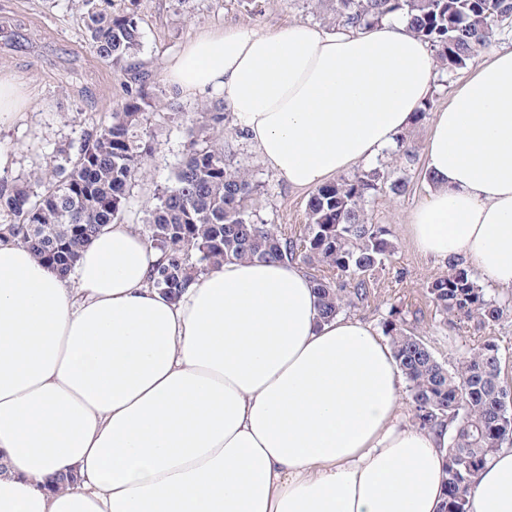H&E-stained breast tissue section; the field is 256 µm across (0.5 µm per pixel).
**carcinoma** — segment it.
Returning <instances> with one entry per match:
<instances>
[{"instance_id":"obj_1","label":"carcinoma","mask_w":512,"mask_h":512,"mask_svg":"<svg viewBox=\"0 0 512 512\" xmlns=\"http://www.w3.org/2000/svg\"><path fill=\"white\" fill-rule=\"evenodd\" d=\"M112 0H81L84 29L93 52L128 76L120 105L89 118L77 143L57 150L61 162L23 180L0 178V240L28 247L64 275L107 225L122 220L136 177L155 152L147 114L156 94L140 69L139 0L120 11ZM337 25L365 27L400 12L409 30L427 41L445 69L461 67L491 39L492 23L512 17V0H334ZM200 121L188 128L182 159L171 182L147 210L149 241L166 256L153 286L177 296L187 281L227 261L290 259L320 266L314 277L321 315L331 318L366 299L365 274L390 256L387 230L368 223L365 203L385 174L364 169L330 182L311 196L307 224L285 237L253 219L262 185L226 162L213 131L224 127V102L197 105ZM431 301L443 319L475 321L493 329L506 303L491 297L473 271L451 264L448 276L431 282ZM398 369L408 383L412 421L421 429L448 423L446 500L443 512H468V496L489 456L512 443V389L501 379L498 347L486 340L450 365L440 362L423 337L404 327L392 310L382 322Z\"/></svg>"}]
</instances>
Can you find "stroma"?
Here are the masks:
<instances>
[{
  "mask_svg": "<svg viewBox=\"0 0 512 512\" xmlns=\"http://www.w3.org/2000/svg\"><path fill=\"white\" fill-rule=\"evenodd\" d=\"M142 47L138 60L157 89L168 90L163 63L195 34L246 26L273 32L299 21L333 31L331 0H140ZM0 77L13 79L28 99L24 120L0 128V147L8 151L5 177L18 179L48 165L58 148L77 140L88 116L112 111L123 99L124 74L99 59L85 35L75 0H0ZM183 114L170 119L165 108L149 114L158 149L143 176L130 188L124 219L142 223L146 206L157 188L170 183L182 158L184 131L196 120L197 99L181 98ZM428 120L415 121L396 146L374 165L389 179H407L406 195L390 190L376 193L365 206L371 223L383 225L394 245L385 267L371 277V295L353 314L381 326L390 308L402 310L406 326L428 343L444 363L455 361L472 346L479 333L474 327L445 323L431 302L427 287L447 276L448 267L419 253L407 228L412 209L427 195L424 146ZM234 162L251 169L264 192L256 209L258 221L282 233H300L306 222L310 192L296 191L265 167L258 154L225 124L218 132ZM413 158H406V151Z\"/></svg>",
  "mask_w": 512,
  "mask_h": 512,
  "instance_id": "35a3bbf8",
  "label": "stroma"
}]
</instances>
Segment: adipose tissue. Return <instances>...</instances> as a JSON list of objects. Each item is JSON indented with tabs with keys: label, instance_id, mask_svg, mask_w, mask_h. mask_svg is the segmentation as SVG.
I'll return each instance as SVG.
<instances>
[{
	"label": "adipose tissue",
	"instance_id": "1",
	"mask_svg": "<svg viewBox=\"0 0 512 512\" xmlns=\"http://www.w3.org/2000/svg\"><path fill=\"white\" fill-rule=\"evenodd\" d=\"M162 76L224 99L264 165L304 191L393 148L435 64L396 12L333 34L202 32ZM429 126L412 243L512 288V45ZM161 260L121 222L66 277L0 243V512H441L448 430L401 414L382 333L322 318L295 262H227L172 298L150 285ZM469 512H512L511 447L482 466Z\"/></svg>",
	"mask_w": 512,
	"mask_h": 512
}]
</instances>
